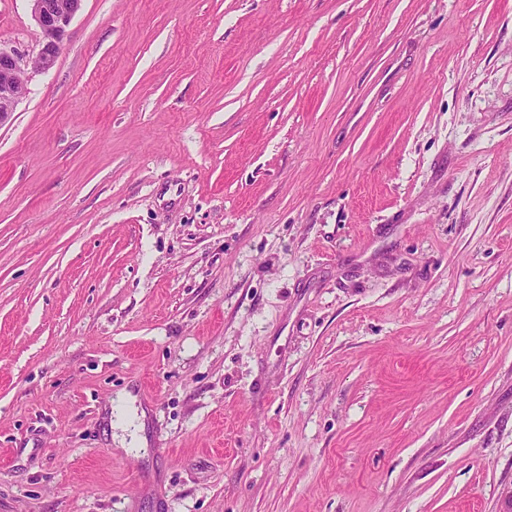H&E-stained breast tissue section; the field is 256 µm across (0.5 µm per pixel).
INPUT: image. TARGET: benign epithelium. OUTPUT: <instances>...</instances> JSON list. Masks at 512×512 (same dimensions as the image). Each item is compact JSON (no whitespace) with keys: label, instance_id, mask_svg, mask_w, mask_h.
Segmentation results:
<instances>
[{"label":"benign epithelium","instance_id":"7a95c632","mask_svg":"<svg viewBox=\"0 0 512 512\" xmlns=\"http://www.w3.org/2000/svg\"><path fill=\"white\" fill-rule=\"evenodd\" d=\"M32 17L41 30V47L32 60L16 48L0 45V126L9 121L20 97L18 86L29 68L48 71L56 63L61 41L84 0H29Z\"/></svg>","mask_w":512,"mask_h":512}]
</instances>
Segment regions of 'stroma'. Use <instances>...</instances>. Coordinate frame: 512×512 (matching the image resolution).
I'll return each instance as SVG.
<instances>
[{
  "mask_svg": "<svg viewBox=\"0 0 512 512\" xmlns=\"http://www.w3.org/2000/svg\"><path fill=\"white\" fill-rule=\"evenodd\" d=\"M511 491L512 0H84L0 126V512ZM145 418V412L141 411V414L137 411V409L133 412V418L132 422L130 423H122L119 425H116L115 428L119 430V433L114 434V439L119 446L122 448L132 447L134 446L138 438L136 436V431L141 430L143 427V419ZM134 421H139V425H134ZM132 426V429H130Z\"/></svg>",
  "mask_w": 512,
  "mask_h": 512,
  "instance_id": "1",
  "label": "stroma"
}]
</instances>
